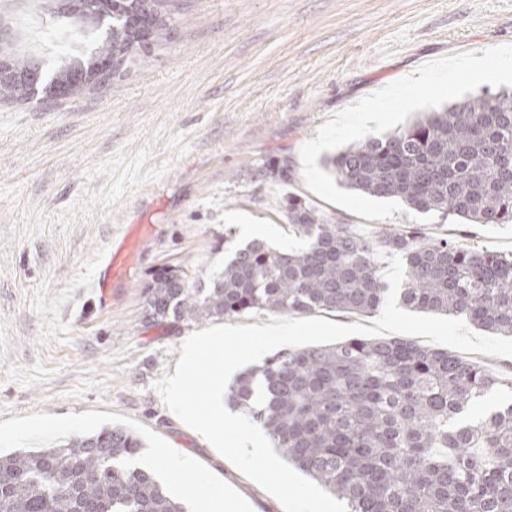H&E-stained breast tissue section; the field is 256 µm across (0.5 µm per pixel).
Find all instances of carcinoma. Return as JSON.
Returning a JSON list of instances; mask_svg holds the SVG:
<instances>
[{"mask_svg": "<svg viewBox=\"0 0 512 512\" xmlns=\"http://www.w3.org/2000/svg\"><path fill=\"white\" fill-rule=\"evenodd\" d=\"M145 45L125 17L112 27L70 95L99 82ZM0 98L27 103L32 53L0 39ZM55 67L42 85L72 74ZM326 166L344 185L464 224H512V89L484 86L384 136L352 144ZM299 250L263 239L236 249L194 286L160 270L146 286L145 318L188 325L266 311L375 313L385 302L376 252L406 265L401 303L464 316L512 335V252L428 236L415 224L366 236L293 194L284 197ZM506 380L448 350L401 337L283 348L240 372L229 404L259 425L275 452L346 503L349 512H512V403L474 421L473 403ZM141 442L116 426L66 444L0 456V512H184L156 477L126 459Z\"/></svg>", "mask_w": 512, "mask_h": 512, "instance_id": "obj_1", "label": "carcinoma"}]
</instances>
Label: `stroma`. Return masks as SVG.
Masks as SVG:
<instances>
[{
	"label": "stroma",
	"mask_w": 512,
	"mask_h": 512,
	"mask_svg": "<svg viewBox=\"0 0 512 512\" xmlns=\"http://www.w3.org/2000/svg\"><path fill=\"white\" fill-rule=\"evenodd\" d=\"M144 55L78 96L0 102V454L65 444L118 425L169 448L248 512H283L162 403L152 385L203 323H148L154 271L190 281L223 268L244 224L283 250L290 192L364 235L408 223L369 220L304 183L301 147L333 113L443 55L512 44V0H164ZM48 65L84 59L98 29L61 39L36 0H0ZM288 165V183L265 177ZM137 227L108 309L88 302L95 259ZM423 230L512 251V224L435 216Z\"/></svg>",
	"instance_id": "obj_1"
}]
</instances>
